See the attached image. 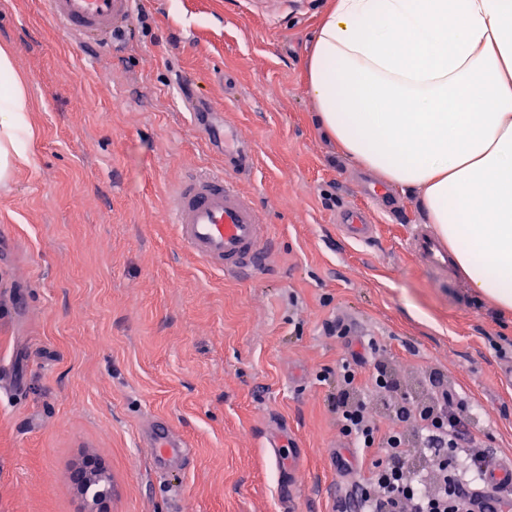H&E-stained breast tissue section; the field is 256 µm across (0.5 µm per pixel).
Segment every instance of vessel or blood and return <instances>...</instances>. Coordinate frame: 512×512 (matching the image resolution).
I'll list each match as a JSON object with an SVG mask.
<instances>
[{
  "instance_id": "vessel-or-blood-1",
  "label": "vessel or blood",
  "mask_w": 512,
  "mask_h": 512,
  "mask_svg": "<svg viewBox=\"0 0 512 512\" xmlns=\"http://www.w3.org/2000/svg\"><path fill=\"white\" fill-rule=\"evenodd\" d=\"M50 20L61 31L108 44L127 28L134 0H44ZM224 167L189 173L167 199V208L184 247L204 266L227 274L250 276L264 269L272 256L273 242L260 209L241 192L235 176L252 169L254 153L235 129L223 127ZM354 238L368 237L372 225L364 211L352 209L341 216ZM416 258L431 271L444 274L453 268L440 240L420 231L412 240ZM142 443L151 448L156 468L182 463L189 448L164 420L150 419L141 429ZM512 487V458L490 465L486 480L468 490L479 512H507L512 500L505 489Z\"/></svg>"
}]
</instances>
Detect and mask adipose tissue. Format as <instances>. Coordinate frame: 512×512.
<instances>
[{
  "mask_svg": "<svg viewBox=\"0 0 512 512\" xmlns=\"http://www.w3.org/2000/svg\"><path fill=\"white\" fill-rule=\"evenodd\" d=\"M340 151L418 199L471 288L512 311V0H334L306 60ZM0 48V182L32 161Z\"/></svg>",
  "mask_w": 512,
  "mask_h": 512,
  "instance_id": "ef3b65f1",
  "label": "adipose tissue"
}]
</instances>
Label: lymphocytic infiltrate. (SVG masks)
Segmentation results:
<instances>
[{"label":"lymphocytic infiltrate","instance_id":"f902f5d3","mask_svg":"<svg viewBox=\"0 0 512 512\" xmlns=\"http://www.w3.org/2000/svg\"><path fill=\"white\" fill-rule=\"evenodd\" d=\"M338 375L339 430L370 459L368 476L353 489L361 512H474L473 499L462 490V468L481 474L488 464L483 440L470 430V416L455 393L443 387L426 399L401 401L384 371L364 383L347 360ZM403 415L411 418V430L394 425ZM416 446L429 458L420 473L409 465Z\"/></svg>","mask_w":512,"mask_h":512}]
</instances>
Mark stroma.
Returning a JSON list of instances; mask_svg holds the SVG:
<instances>
[{"instance_id": "35a3bbf8", "label": "stroma", "mask_w": 512, "mask_h": 512, "mask_svg": "<svg viewBox=\"0 0 512 512\" xmlns=\"http://www.w3.org/2000/svg\"><path fill=\"white\" fill-rule=\"evenodd\" d=\"M330 2L137 0L112 53L41 0H0L35 129L31 164L0 183V512H283L288 476L299 512H339L336 369L353 350L399 393L455 390L489 460L512 455V313L424 268L417 198L364 194L377 176L315 121L304 60ZM204 112L255 152L239 185L274 249L252 278L198 262L166 206L187 173L224 166ZM346 208L368 212L369 239L343 233ZM150 417L188 439L186 465L155 468ZM90 459L100 505L71 480Z\"/></svg>"}]
</instances>
